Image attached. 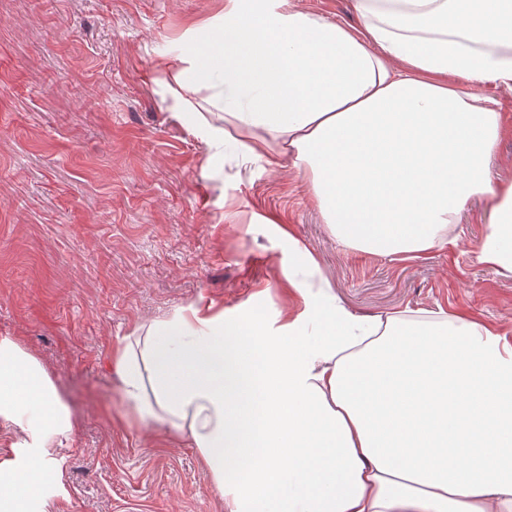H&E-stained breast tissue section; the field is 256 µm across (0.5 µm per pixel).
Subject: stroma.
<instances>
[{"label":"stroma","instance_id":"35a3bbf8","mask_svg":"<svg viewBox=\"0 0 512 512\" xmlns=\"http://www.w3.org/2000/svg\"><path fill=\"white\" fill-rule=\"evenodd\" d=\"M218 0H0V336L38 357L76 429L42 512H223L197 452L128 415L118 340L192 303L233 321L329 287L352 313L464 312L512 338V277L479 260L483 196L427 258L341 244L302 172L212 148L169 101L164 46Z\"/></svg>","mask_w":512,"mask_h":512}]
</instances>
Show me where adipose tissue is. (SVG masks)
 I'll return each instance as SVG.
<instances>
[{"label": "adipose tissue", "instance_id": "ef3b65f1", "mask_svg": "<svg viewBox=\"0 0 512 512\" xmlns=\"http://www.w3.org/2000/svg\"><path fill=\"white\" fill-rule=\"evenodd\" d=\"M359 25L289 0H223L165 53L167 90L207 145L228 128L302 171L345 246L414 258L455 243L467 201L493 222L480 259L512 276V0H358ZM219 112L222 123L210 120ZM274 321L188 305L118 341L110 369L140 423L198 453L224 512H512V340L465 315L358 316L331 291ZM0 512L63 474L74 429L44 364L0 336ZM495 178L512 181V135L504 137L497 144L492 159Z\"/></svg>", "mask_w": 512, "mask_h": 512}]
</instances>
